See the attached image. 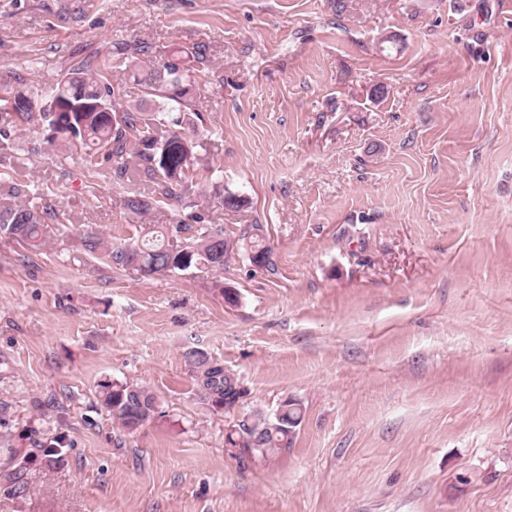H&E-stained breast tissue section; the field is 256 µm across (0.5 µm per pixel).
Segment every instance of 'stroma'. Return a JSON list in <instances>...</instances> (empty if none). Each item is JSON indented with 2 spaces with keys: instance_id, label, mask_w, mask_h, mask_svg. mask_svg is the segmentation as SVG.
<instances>
[{
  "instance_id": "stroma-1",
  "label": "stroma",
  "mask_w": 512,
  "mask_h": 512,
  "mask_svg": "<svg viewBox=\"0 0 512 512\" xmlns=\"http://www.w3.org/2000/svg\"><path fill=\"white\" fill-rule=\"evenodd\" d=\"M333 3L101 0L61 27L0 0V86L29 93L118 38L209 47L180 200L130 213L148 185L40 126L0 146V201L24 183L69 217L38 247L0 236V512H512V0ZM200 217L261 225L271 265L142 279L79 243ZM191 352L236 406L203 398ZM105 382L155 418L122 428ZM288 401L291 447H226ZM194 368L202 395L216 406L234 407L244 396L239 383L224 372V367L199 353L187 356ZM100 398L105 408L127 430H136L157 413V400L147 388L122 383H102Z\"/></svg>"
}]
</instances>
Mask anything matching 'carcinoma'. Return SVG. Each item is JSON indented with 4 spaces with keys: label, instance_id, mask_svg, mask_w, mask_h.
Instances as JSON below:
<instances>
[{
    "label": "carcinoma",
    "instance_id": "carcinoma-1",
    "mask_svg": "<svg viewBox=\"0 0 512 512\" xmlns=\"http://www.w3.org/2000/svg\"><path fill=\"white\" fill-rule=\"evenodd\" d=\"M92 0H40L43 11L60 25L85 17ZM208 47L199 43L190 50L172 49L165 61L158 62L152 49L144 42L124 39L112 41L110 61L118 66L134 60L131 77L150 99L163 104L149 111L138 104L119 111L115 101L120 91L109 80L107 65L87 57L70 67L62 80L43 92L37 100L19 88L0 87V109L7 111L10 123L0 127V138H10V129L26 128L35 123L46 124L47 141L68 151H104L112 160V178L116 183L136 184L143 179L155 185L156 196H140L125 200L135 214H147L153 205L164 200H177L193 187L190 175L191 158L181 144L186 134V117L173 116L171 111H193L187 83V65L191 61L204 63ZM62 213L31 201L0 205V234L17 237L37 245L43 227L60 222ZM186 224L173 227L150 225L140 230L137 241L113 244L97 233H88L82 240L83 249L102 256L109 265L131 270L150 279L172 260H180L179 246L170 238L187 230ZM263 229L251 224L241 232V240L250 243V256L261 257V265L272 264L271 250L263 240ZM224 241V229L204 224L190 238L192 250L189 267L208 272H221L233 258L226 247L216 252V242ZM188 360L204 397L212 404L232 408L244 396L239 383L224 372V367L199 354L191 353ZM100 398L105 408L127 430H136L150 422L157 413L156 397L147 388L122 383L100 385ZM301 422V411L287 401L282 405L280 422L254 414L241 421L239 429L228 434L226 444L241 448L253 456H264L292 445L294 433Z\"/></svg>",
    "mask_w": 512,
    "mask_h": 512
}]
</instances>
